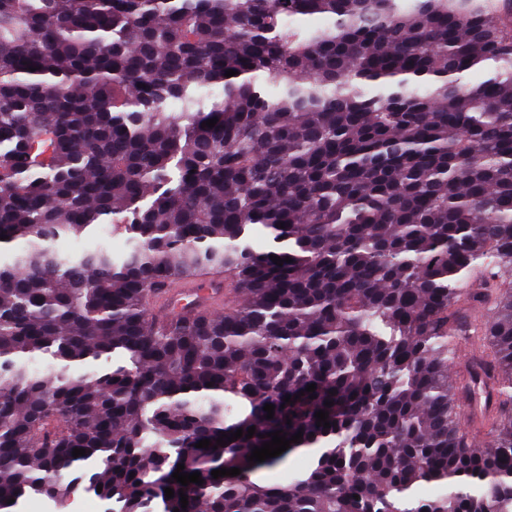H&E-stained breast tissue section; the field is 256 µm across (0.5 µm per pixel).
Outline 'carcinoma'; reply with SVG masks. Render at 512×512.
Segmentation results:
<instances>
[{
  "label": "carcinoma",
  "instance_id": "cac0c4a2",
  "mask_svg": "<svg viewBox=\"0 0 512 512\" xmlns=\"http://www.w3.org/2000/svg\"><path fill=\"white\" fill-rule=\"evenodd\" d=\"M105 224L126 256L56 252ZM20 239L0 512L80 483L118 512H512V25L481 0H0V247ZM212 269L228 311L153 318ZM459 340L487 349L462 378ZM277 430L317 455L263 485L285 455L248 456Z\"/></svg>",
  "mask_w": 512,
  "mask_h": 512
}]
</instances>
